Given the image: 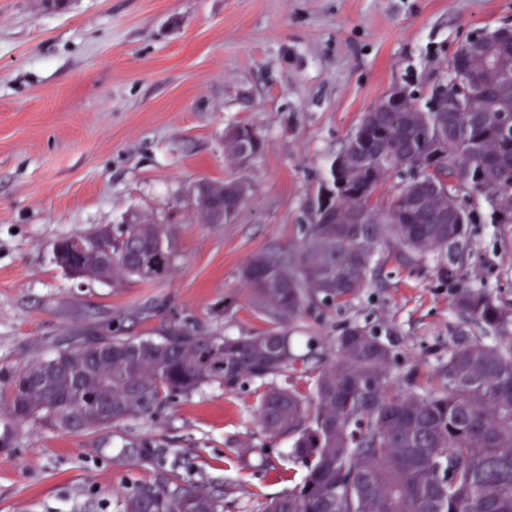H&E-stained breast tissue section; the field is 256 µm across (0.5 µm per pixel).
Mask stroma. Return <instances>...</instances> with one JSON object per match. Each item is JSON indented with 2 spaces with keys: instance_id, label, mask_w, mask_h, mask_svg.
Segmentation results:
<instances>
[{
  "instance_id": "35a3bbf8",
  "label": "stroma",
  "mask_w": 512,
  "mask_h": 512,
  "mask_svg": "<svg viewBox=\"0 0 512 512\" xmlns=\"http://www.w3.org/2000/svg\"><path fill=\"white\" fill-rule=\"evenodd\" d=\"M503 26L512 0H0V512H122L174 478L222 492L224 512H262L306 475L259 423L268 389L311 394L352 325L391 348L399 386L429 383L479 334L454 307L459 287L512 309V224L463 195V261L384 252L369 288L291 328L306 362L295 380L207 385L81 433L7 412L12 378L75 336L270 330L241 268L300 239L333 157L392 86L446 77L462 40ZM236 125L265 143L245 167L224 150ZM228 178L249 195L233 222L207 223L194 185ZM132 217L163 225L168 278L116 288L57 265L59 240Z\"/></svg>"
}]
</instances>
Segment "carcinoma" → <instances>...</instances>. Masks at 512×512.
Returning <instances> with one entry per match:
<instances>
[{"instance_id":"carcinoma-1","label":"carcinoma","mask_w":512,"mask_h":512,"mask_svg":"<svg viewBox=\"0 0 512 512\" xmlns=\"http://www.w3.org/2000/svg\"><path fill=\"white\" fill-rule=\"evenodd\" d=\"M488 66L461 47L448 66L462 76L433 97L395 86L364 113L329 168L334 196L318 201L313 222L288 251L255 254V276L242 280L248 301L274 324L254 336H203L185 329L158 339H76L36 361L11 383L8 412L19 425L59 428L62 413L84 432L150 417L179 395L218 383L298 371L288 328L311 309L359 294L370 285L384 249L421 260L460 250L471 216L459 193H477L493 224H512V38L491 44ZM417 177L372 202L388 176ZM360 209L364 224L341 223ZM448 223H438V215ZM160 225L127 224L104 233L103 249L75 260L100 282L155 281L172 254L158 247ZM456 309L482 334L448 352L437 383L405 389L391 375L392 350L373 332L348 327L336 357L323 365L312 396L294 383L270 390L258 407L272 437L290 439L289 455L307 470L294 489L271 498L264 512H512V313L489 293L463 286ZM112 406L107 414L104 406ZM222 496L188 482L142 487L124 512H223Z\"/></svg>"}]
</instances>
